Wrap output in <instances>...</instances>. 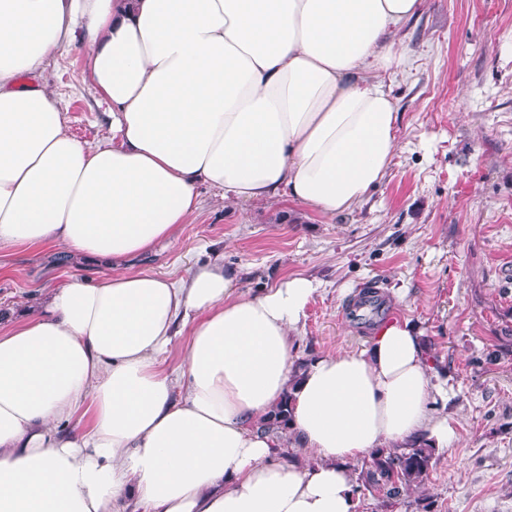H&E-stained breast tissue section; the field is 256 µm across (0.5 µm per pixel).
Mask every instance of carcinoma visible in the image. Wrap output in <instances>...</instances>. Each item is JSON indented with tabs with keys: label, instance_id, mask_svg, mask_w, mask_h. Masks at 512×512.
Masks as SVG:
<instances>
[{
	"label": "carcinoma",
	"instance_id": "carcinoma-1",
	"mask_svg": "<svg viewBox=\"0 0 512 512\" xmlns=\"http://www.w3.org/2000/svg\"><path fill=\"white\" fill-rule=\"evenodd\" d=\"M293 395L283 394L263 419L262 427L276 432L291 430ZM435 448L425 439L414 440L396 451L381 448L369 465L361 469L358 487L376 490L388 499L405 495L410 489L425 484L432 467Z\"/></svg>",
	"mask_w": 512,
	"mask_h": 512
}]
</instances>
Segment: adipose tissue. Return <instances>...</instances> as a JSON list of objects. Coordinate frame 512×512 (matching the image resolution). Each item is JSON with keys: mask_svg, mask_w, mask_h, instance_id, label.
<instances>
[{"mask_svg": "<svg viewBox=\"0 0 512 512\" xmlns=\"http://www.w3.org/2000/svg\"><path fill=\"white\" fill-rule=\"evenodd\" d=\"M422 0H0V247L107 260L0 335V512H355L349 462L423 434L448 446V396L410 320L294 368L318 286L236 293L221 257L171 281L127 262L202 207L287 196L352 213L397 147L372 72ZM83 62L112 130L66 129L44 79ZM184 361L162 367L174 338ZM293 440L261 432L285 392ZM311 460L283 463L285 445Z\"/></svg>", "mask_w": 512, "mask_h": 512, "instance_id": "1", "label": "adipose tissue"}]
</instances>
